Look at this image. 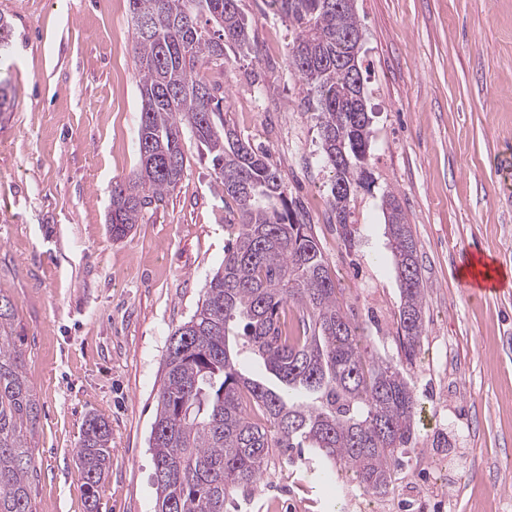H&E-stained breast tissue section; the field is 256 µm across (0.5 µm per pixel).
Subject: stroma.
Here are the masks:
<instances>
[{
	"instance_id": "35a3bbf8",
	"label": "stroma",
	"mask_w": 512,
	"mask_h": 512,
	"mask_svg": "<svg viewBox=\"0 0 512 512\" xmlns=\"http://www.w3.org/2000/svg\"><path fill=\"white\" fill-rule=\"evenodd\" d=\"M373 112L368 171L343 241L315 112L289 68L297 30L240 0L256 53L207 70L226 117L268 153L306 216L345 311L370 350L398 360L399 285L383 194L417 242L426 336L407 368L421 404L414 448L383 512H512V289L469 295L482 254L512 270V0H355ZM12 51L0 65V294L14 308L41 407L34 512H86L75 462L86 415L112 428L99 512H154L151 426L168 339L224 260L237 206L185 136L178 186L127 236L106 224L114 180L138 167V75L126 0H0ZM357 482L308 453L275 452L224 512H357Z\"/></svg>"
}]
</instances>
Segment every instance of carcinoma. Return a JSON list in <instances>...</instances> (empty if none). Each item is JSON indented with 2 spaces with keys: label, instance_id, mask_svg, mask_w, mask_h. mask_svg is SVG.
Returning a JSON list of instances; mask_svg holds the SVG:
<instances>
[{
  "label": "carcinoma",
  "instance_id": "carcinoma-1",
  "mask_svg": "<svg viewBox=\"0 0 512 512\" xmlns=\"http://www.w3.org/2000/svg\"><path fill=\"white\" fill-rule=\"evenodd\" d=\"M127 2L141 97L139 163L133 176L112 185V239L124 238L152 202L177 187L188 163L186 130L237 205L224 261L169 339L150 436L155 512H224L233 492L262 478L275 448H304L365 492H389L419 410L404 362H412L425 336L417 243L397 196L388 192L382 200L401 298L403 359L394 362L369 354L368 337L344 310L312 227L288 201L277 167L224 120V92L205 76L224 65L227 51L252 49L239 0ZM327 2L268 0L298 30L288 66L317 97L323 158L334 173L331 218L349 240L351 202L368 180L371 124L353 107L346 70L354 50L348 36L361 30L354 0L339 8ZM306 40L317 42L313 61L297 52ZM14 333L12 304L0 294V512H33L39 462L31 439L40 406ZM244 353L278 385L244 376ZM111 458L108 420L88 415L76 449L87 512H98Z\"/></svg>",
  "mask_w": 512,
  "mask_h": 512
}]
</instances>
